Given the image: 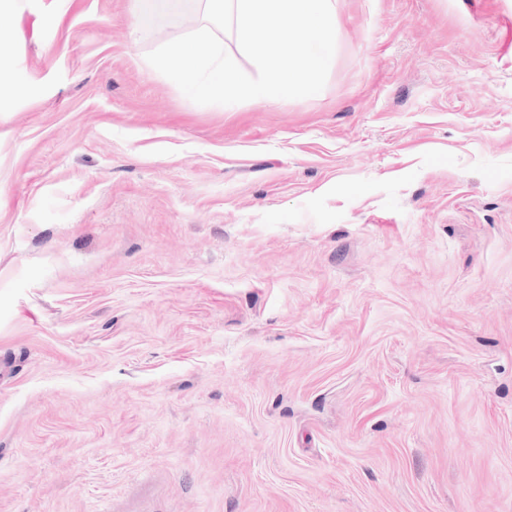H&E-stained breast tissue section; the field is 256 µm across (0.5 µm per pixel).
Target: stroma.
Segmentation results:
<instances>
[{
  "mask_svg": "<svg viewBox=\"0 0 512 512\" xmlns=\"http://www.w3.org/2000/svg\"><path fill=\"white\" fill-rule=\"evenodd\" d=\"M0 50V512H512V0H336L217 106L133 0ZM23 85L15 78L7 63L0 58V102L24 94Z\"/></svg>",
  "mask_w": 512,
  "mask_h": 512,
  "instance_id": "35a3bbf8",
  "label": "stroma"
}]
</instances>
